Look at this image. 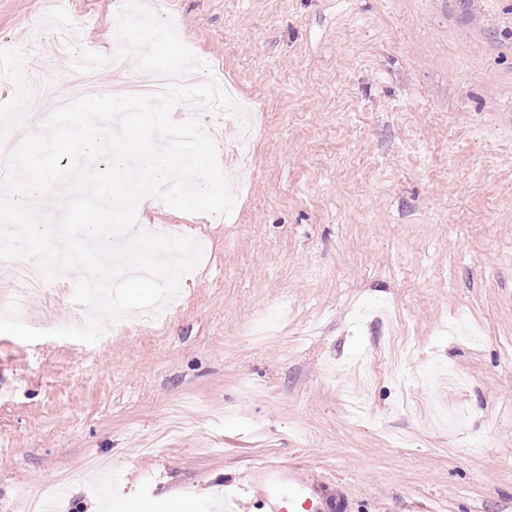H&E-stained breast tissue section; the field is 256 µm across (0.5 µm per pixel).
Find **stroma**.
<instances>
[{
	"label": "stroma",
	"mask_w": 512,
	"mask_h": 512,
	"mask_svg": "<svg viewBox=\"0 0 512 512\" xmlns=\"http://www.w3.org/2000/svg\"><path fill=\"white\" fill-rule=\"evenodd\" d=\"M0 0L43 111L123 0ZM259 124L229 216L147 329L92 344L77 275L0 334V512H174L262 459L343 512H512V0H142ZM79 46L54 48L60 31Z\"/></svg>",
	"instance_id": "obj_1"
}]
</instances>
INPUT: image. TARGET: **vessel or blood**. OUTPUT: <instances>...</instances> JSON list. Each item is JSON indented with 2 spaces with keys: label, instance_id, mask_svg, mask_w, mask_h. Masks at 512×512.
<instances>
[{
  "label": "vessel or blood",
  "instance_id": "vessel-or-blood-1",
  "mask_svg": "<svg viewBox=\"0 0 512 512\" xmlns=\"http://www.w3.org/2000/svg\"><path fill=\"white\" fill-rule=\"evenodd\" d=\"M252 472L264 481L261 512H327L323 491L308 482L301 466L265 462Z\"/></svg>",
  "mask_w": 512,
  "mask_h": 512
}]
</instances>
